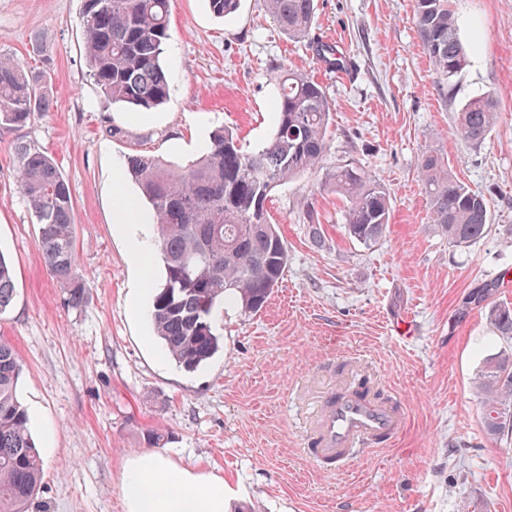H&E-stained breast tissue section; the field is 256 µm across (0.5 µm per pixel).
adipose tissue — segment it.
<instances>
[{
  "label": "adipose tissue",
  "instance_id": "1",
  "mask_svg": "<svg viewBox=\"0 0 512 512\" xmlns=\"http://www.w3.org/2000/svg\"><path fill=\"white\" fill-rule=\"evenodd\" d=\"M137 203L123 186H116L112 222L129 239V257L142 269L150 263L140 230L131 215ZM128 512H226L224 480L179 468L159 454L144 452L130 461L123 481Z\"/></svg>",
  "mask_w": 512,
  "mask_h": 512
}]
</instances>
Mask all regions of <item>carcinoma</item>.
I'll return each mask as SVG.
<instances>
[{"label":"carcinoma","instance_id":"cac0c4a2","mask_svg":"<svg viewBox=\"0 0 512 512\" xmlns=\"http://www.w3.org/2000/svg\"><path fill=\"white\" fill-rule=\"evenodd\" d=\"M217 18L236 13L241 0H207ZM268 15L293 38L311 29L315 0H265ZM414 15L424 51L442 84L469 63L451 0H414ZM172 0H84L83 36L90 78L106 100L134 108L164 104L170 86L161 57L172 37ZM317 55L338 72L348 62L330 45ZM277 122L266 143L242 150L226 128L214 130L203 154L184 167L148 155L127 158V171L149 206L157 227L164 281L154 294L152 323L165 350L188 372L205 365L224 348L212 323L215 308L231 297L254 313L282 278L287 247L267 209L278 185L320 168L328 153L332 106L323 87L294 71L278 76ZM45 71L31 70L0 53V129L18 131L36 112L51 108ZM492 97L478 96L459 112L455 136L464 144L485 142L495 126ZM17 182L39 226V247L49 276L66 290L67 306L78 309L88 298L87 281L77 263L74 207L69 182L42 150L14 145ZM432 221L455 247L483 239L490 223L487 199L458 182L443 156L422 155ZM336 193L348 200L345 232L360 243L377 241L390 220L383 186L360 167L338 165L327 173ZM15 273L0 255V313L15 298ZM488 286L468 294L459 312L479 307ZM497 333L512 340V304L487 311ZM22 365L12 343L0 337V512H29L43 477V461L18 399ZM483 389L482 423L493 434L512 432V354L487 360L479 374Z\"/></svg>","mask_w":512,"mask_h":512}]
</instances>
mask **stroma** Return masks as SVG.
Masks as SVG:
<instances>
[{"label":"stroma","instance_id":"obj_1","mask_svg":"<svg viewBox=\"0 0 512 512\" xmlns=\"http://www.w3.org/2000/svg\"><path fill=\"white\" fill-rule=\"evenodd\" d=\"M469 63L440 84L425 54L413 0H318L307 37L292 38L263 0L215 17L205 0H173L163 66L167 102L150 110L105 103L88 75L83 0H0V52L46 70L50 111L18 132L0 130V253L17 294L0 336L23 364L21 403L44 460L30 512H127L122 480L133 456L223 477L233 512H512V435L481 419L478 373L512 351L467 294L497 284L512 302V0H455ZM335 46L352 62L337 73L316 55ZM41 44L33 52V44ZM293 69L322 85L333 108L321 169L276 187L269 203L287 245L283 277L261 311L233 300L213 313L224 350L196 371L172 360L150 307L132 300L142 280L113 228L112 181L128 155L184 166L218 127L244 150L277 120L275 78ZM488 94L497 124L483 145L453 135L457 113ZM52 156L70 184L79 266L89 301L64 303L47 274L38 226L16 178L13 143ZM490 205V231L460 248L434 226L418 162L425 150ZM355 163L384 186L386 231L370 244L344 235L345 203L326 180ZM381 374L406 423L391 444L335 474L302 456L305 424L335 388L345 360ZM168 434L154 448L152 433Z\"/></svg>","mask_w":512,"mask_h":512}]
</instances>
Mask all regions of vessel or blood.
<instances>
[{"instance_id": "vessel-or-blood-1", "label": "vessel or blood", "mask_w": 512, "mask_h": 512, "mask_svg": "<svg viewBox=\"0 0 512 512\" xmlns=\"http://www.w3.org/2000/svg\"><path fill=\"white\" fill-rule=\"evenodd\" d=\"M356 379L320 404L302 453L317 469L341 470L355 458L392 443L404 420L397 398L375 395V371L356 365Z\"/></svg>"}]
</instances>
